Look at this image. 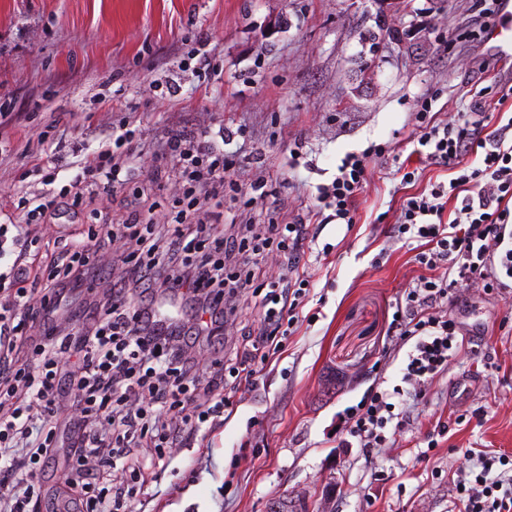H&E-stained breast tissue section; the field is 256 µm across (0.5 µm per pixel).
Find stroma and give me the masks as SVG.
Instances as JSON below:
<instances>
[{"label": "stroma", "instance_id": "1", "mask_svg": "<svg viewBox=\"0 0 512 512\" xmlns=\"http://www.w3.org/2000/svg\"><path fill=\"white\" fill-rule=\"evenodd\" d=\"M478 0H0V203L41 191L32 174L56 155L59 183L133 117L141 152L131 183H148L156 152L179 133L243 130L234 179L281 186L286 209L312 205L342 159L372 145L353 227H319L328 257L300 271L312 290L284 352L236 387L204 447L174 449L144 512H269L306 497L308 512H452L466 448L512 454V293L459 289L452 314L470 339L448 369L407 398L402 426L373 453L339 447L336 417L371 387L402 383L407 350L390 324L417 276L415 241L398 237L404 195L448 181L420 166L413 114L433 98L465 111L461 17ZM217 70L198 81L178 64L195 49ZM177 87L168 96V84ZM415 171V182L402 175ZM445 422L448 434L436 437Z\"/></svg>", "mask_w": 512, "mask_h": 512}]
</instances>
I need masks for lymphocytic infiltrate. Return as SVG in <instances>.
<instances>
[{
  "label": "lymphocytic infiltrate",
  "mask_w": 512,
  "mask_h": 512,
  "mask_svg": "<svg viewBox=\"0 0 512 512\" xmlns=\"http://www.w3.org/2000/svg\"><path fill=\"white\" fill-rule=\"evenodd\" d=\"M491 62L477 53L466 111L444 120L423 98L415 114L420 157L448 168V182L404 198L399 234L418 250L414 286L396 299L391 328L410 343L403 380L421 386L444 373L462 348L448 313L457 288L482 282L506 289L512 249L503 233L512 223V116L487 129L489 93L512 99V80L482 82ZM138 134L132 121L112 129V144L88 155L80 171L57 186V166L36 172L43 189L27 208L5 210L0 223V512H56L43 487L48 471L65 472L66 512H130L142 493L141 474L166 452L197 440L230 402L229 381L253 382L260 363L281 352L310 293L299 272L316 242L311 224L352 225L356 200L373 149L347 154L331 183L319 185L307 211H282L267 181L242 186L231 159L215 140L176 135L161 146L153 181L179 180L167 223L146 188L119 219L100 216L98 227L70 233L58 257L31 274L30 228L64 212L80 213L102 193L124 187L134 167ZM479 155V167L468 158ZM264 204L268 220L251 213L224 215L225 198ZM121 238L129 251L117 275L100 278L106 242ZM284 258L286 277L261 284L266 250ZM262 320L245 341L224 334L242 303ZM209 340L213 358L199 366L194 348ZM385 390L370 389L347 407L339 431L364 449L382 447L396 415ZM476 459L473 479L455 485L461 512H512V483L491 478L494 464L512 457L467 448ZM126 479L106 483L108 471Z\"/></svg>",
  "instance_id": "lymphocytic-infiltrate-1"
}]
</instances>
